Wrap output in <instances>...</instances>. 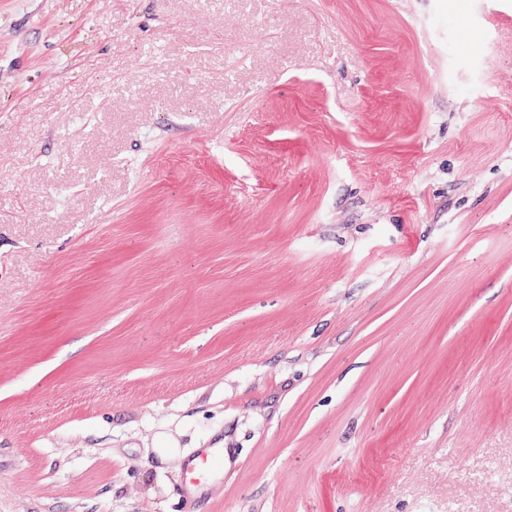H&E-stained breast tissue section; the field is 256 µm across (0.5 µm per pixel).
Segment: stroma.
<instances>
[{"label": "stroma", "instance_id": "35a3bbf8", "mask_svg": "<svg viewBox=\"0 0 512 512\" xmlns=\"http://www.w3.org/2000/svg\"><path fill=\"white\" fill-rule=\"evenodd\" d=\"M512 0H0V512H512ZM184 473L181 500L184 512H196V506L208 495L216 478H224V448H200L179 459Z\"/></svg>", "mask_w": 512, "mask_h": 512}]
</instances>
